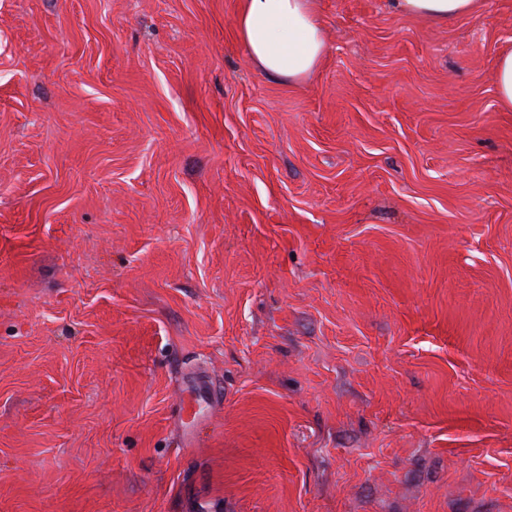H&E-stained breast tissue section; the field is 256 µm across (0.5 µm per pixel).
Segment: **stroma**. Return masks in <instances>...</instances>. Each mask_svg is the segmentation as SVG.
<instances>
[{
  "instance_id": "35a3bbf8",
  "label": "stroma",
  "mask_w": 512,
  "mask_h": 512,
  "mask_svg": "<svg viewBox=\"0 0 512 512\" xmlns=\"http://www.w3.org/2000/svg\"><path fill=\"white\" fill-rule=\"evenodd\" d=\"M0 0V512H512V0ZM235 25L255 68L272 80L307 79L327 51L315 0H242ZM396 11L440 25L479 13L483 0H389ZM493 77L500 108L512 111V48L500 53Z\"/></svg>"
}]
</instances>
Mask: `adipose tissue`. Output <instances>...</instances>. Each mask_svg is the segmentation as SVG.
Instances as JSON below:
<instances>
[{
  "instance_id": "adipose-tissue-1",
  "label": "adipose tissue",
  "mask_w": 512,
  "mask_h": 512,
  "mask_svg": "<svg viewBox=\"0 0 512 512\" xmlns=\"http://www.w3.org/2000/svg\"><path fill=\"white\" fill-rule=\"evenodd\" d=\"M484 0H391L396 11L446 25L479 13ZM236 30L256 69L266 77L301 82L327 51L315 0H242Z\"/></svg>"
}]
</instances>
